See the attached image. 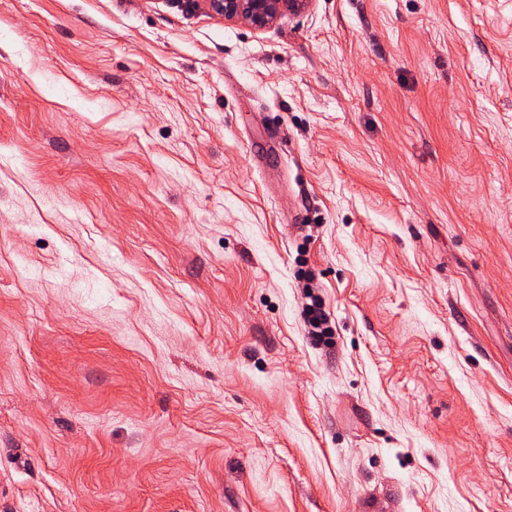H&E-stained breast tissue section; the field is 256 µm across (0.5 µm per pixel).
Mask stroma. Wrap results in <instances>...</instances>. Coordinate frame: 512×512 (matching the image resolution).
I'll return each mask as SVG.
<instances>
[{"label": "stroma", "mask_w": 512, "mask_h": 512, "mask_svg": "<svg viewBox=\"0 0 512 512\" xmlns=\"http://www.w3.org/2000/svg\"><path fill=\"white\" fill-rule=\"evenodd\" d=\"M0 512H512V0H0ZM210 9L225 21L244 22L255 29L273 25L285 12L303 8L307 0H207ZM309 299L310 303H307L304 309V318L311 327L312 336L318 341H326L331 338L333 331L324 302L316 295L309 296Z\"/></svg>", "instance_id": "35a3bbf8"}]
</instances>
